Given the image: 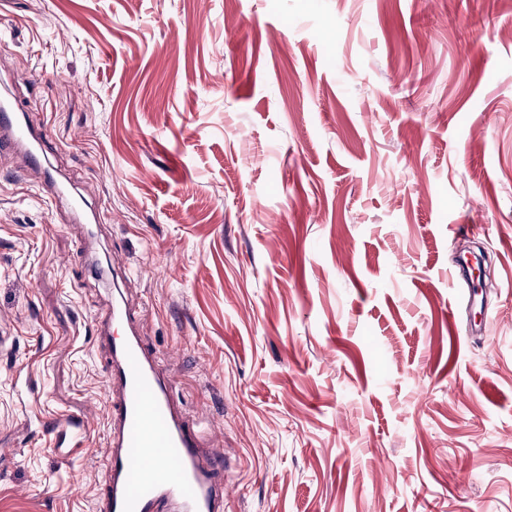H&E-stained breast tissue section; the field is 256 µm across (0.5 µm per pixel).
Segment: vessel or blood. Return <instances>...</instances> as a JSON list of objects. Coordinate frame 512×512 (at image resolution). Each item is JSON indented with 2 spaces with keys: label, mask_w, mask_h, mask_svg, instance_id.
<instances>
[{
  "label": "vessel or blood",
  "mask_w": 512,
  "mask_h": 512,
  "mask_svg": "<svg viewBox=\"0 0 512 512\" xmlns=\"http://www.w3.org/2000/svg\"><path fill=\"white\" fill-rule=\"evenodd\" d=\"M0 153L23 155L32 167L40 166L43 153L40 135L6 107L0 109ZM137 325L126 303L112 305L103 322L112 352L106 383L114 394L107 413L110 481L104 512H222L221 461L207 452L193 424L178 415ZM47 432L57 446L75 448L88 428L68 418L48 425Z\"/></svg>",
  "instance_id": "obj_1"
}]
</instances>
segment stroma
<instances>
[{
	"label": "stroma",
	"instance_id": "35a3bbf8",
	"mask_svg": "<svg viewBox=\"0 0 512 512\" xmlns=\"http://www.w3.org/2000/svg\"><path fill=\"white\" fill-rule=\"evenodd\" d=\"M3 95L0 512H98L102 259L224 512H512V0H0ZM42 136L35 134L23 123L18 113L1 106L0 109V153L22 154L28 165L41 166ZM46 430L60 448H75L81 446L87 438L88 427L83 420L67 418L48 425Z\"/></svg>",
	"mask_w": 512,
	"mask_h": 512
}]
</instances>
